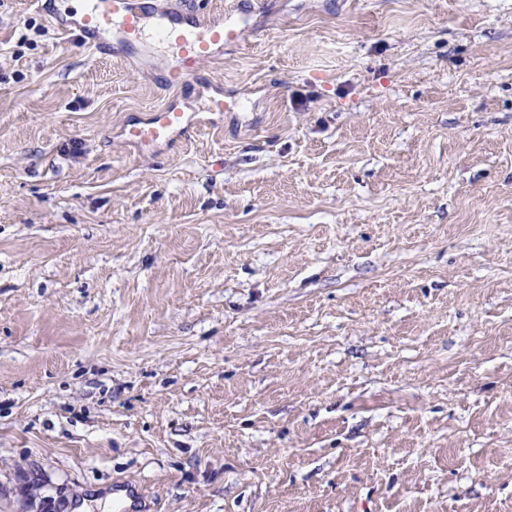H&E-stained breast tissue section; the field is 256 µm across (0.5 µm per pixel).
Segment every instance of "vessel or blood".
I'll return each instance as SVG.
<instances>
[{
	"instance_id": "b4317fda",
	"label": "vessel or blood",
	"mask_w": 512,
	"mask_h": 512,
	"mask_svg": "<svg viewBox=\"0 0 512 512\" xmlns=\"http://www.w3.org/2000/svg\"><path fill=\"white\" fill-rule=\"evenodd\" d=\"M229 20L226 14L207 20L197 10L186 15L158 11L152 0H81L78 7L58 8L51 17V26L58 35L77 38L107 55L159 35L176 62L169 81L180 84L198 65L213 59L214 46L239 42V33ZM126 130L132 141L150 146L190 135L197 125L168 105L150 113L145 121L127 125ZM112 507L114 512H149L141 490L128 483L113 488Z\"/></svg>"
}]
</instances>
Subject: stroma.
Wrapping results in <instances>:
<instances>
[{
  "mask_svg": "<svg viewBox=\"0 0 512 512\" xmlns=\"http://www.w3.org/2000/svg\"><path fill=\"white\" fill-rule=\"evenodd\" d=\"M194 4L170 86L0 0V512H512V0ZM129 138L137 144L150 146L167 142L177 136H188L197 131L194 123L185 112L168 105L151 112L144 122H134L126 126ZM112 507L115 512H149L141 490L134 484L112 488Z\"/></svg>",
  "mask_w": 512,
  "mask_h": 512,
  "instance_id": "35a3bbf8",
  "label": "stroma"
}]
</instances>
